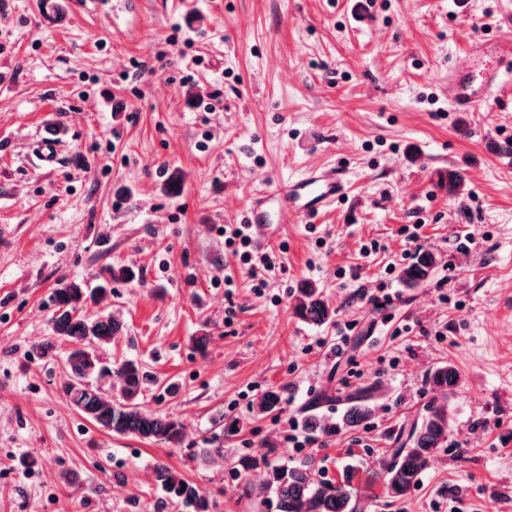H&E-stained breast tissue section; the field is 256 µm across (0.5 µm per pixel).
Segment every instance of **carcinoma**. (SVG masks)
Returning <instances> with one entry per match:
<instances>
[{
  "label": "carcinoma",
  "mask_w": 512,
  "mask_h": 512,
  "mask_svg": "<svg viewBox=\"0 0 512 512\" xmlns=\"http://www.w3.org/2000/svg\"><path fill=\"white\" fill-rule=\"evenodd\" d=\"M436 265L433 254L421 252L415 262L402 270V279L408 287H418L434 273ZM135 278L136 272L130 266H109L102 270L99 282L93 288L83 282L71 281L55 290L52 331L72 345L66 358L69 378L62 392L71 405L104 431L178 448L184 438L185 426L172 414L144 406L142 395L148 375L142 365L125 360L110 369L99 359L98 350L123 333V324L110 315L91 318L83 313L87 303L98 305L105 300L112 282ZM294 312L304 322L316 326L332 322L336 315V309L322 291L310 283L299 289L294 299ZM105 375L117 379L113 395L106 396L89 385L92 377ZM458 379V371L450 363L429 373V383L440 393L443 402L428 406L413 424L407 440L379 463L387 496L401 498L408 494L419 482L430 456L448 441V397ZM281 404V394L270 390L262 396L259 412L270 413ZM371 414L368 398L360 397L347 410L346 423L350 427L359 426ZM154 475L170 500L183 506L186 512H214L210 493L184 479L179 471L160 463L156 465ZM356 476L357 471L347 467L336 481L319 479L309 459L291 465L267 463L258 495H273L277 512H357L353 499Z\"/></svg>",
  "instance_id": "carcinoma-1"
}]
</instances>
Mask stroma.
<instances>
[{
    "mask_svg": "<svg viewBox=\"0 0 512 512\" xmlns=\"http://www.w3.org/2000/svg\"><path fill=\"white\" fill-rule=\"evenodd\" d=\"M131 2L136 24L117 28L84 0H0V512H177L161 462L216 512H276L241 465L263 454L329 480L356 467L364 512H512V81L490 112L448 99L472 39L512 40V0ZM52 131L47 168L36 144ZM318 166L349 190L265 245L276 269L255 292L224 227ZM414 224L438 265L409 288ZM105 265L138 276L87 309L125 325L100 355L143 364V402L185 424L182 447L106 432L60 390L52 295ZM308 282L332 323L295 315ZM447 362L448 441L405 499L385 498L376 463L439 400L428 374ZM270 389L282 406L258 413ZM359 392L374 412L352 428ZM310 417L300 453L289 423Z\"/></svg>",
    "mask_w": 512,
    "mask_h": 512,
    "instance_id": "obj_1",
    "label": "stroma"
}]
</instances>
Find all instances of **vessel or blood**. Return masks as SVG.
I'll return each instance as SVG.
<instances>
[{
  "label": "vessel or blood",
  "instance_id": "1",
  "mask_svg": "<svg viewBox=\"0 0 512 512\" xmlns=\"http://www.w3.org/2000/svg\"><path fill=\"white\" fill-rule=\"evenodd\" d=\"M473 67L450 71L449 98L453 111L476 112L495 101L497 86L512 77V49L495 39L477 38L469 43ZM348 174L342 169L308 170L280 182L254 198L247 208V222L256 244L278 234L283 215L306 223L333 206L346 193Z\"/></svg>",
  "mask_w": 512,
  "mask_h": 512
}]
</instances>
